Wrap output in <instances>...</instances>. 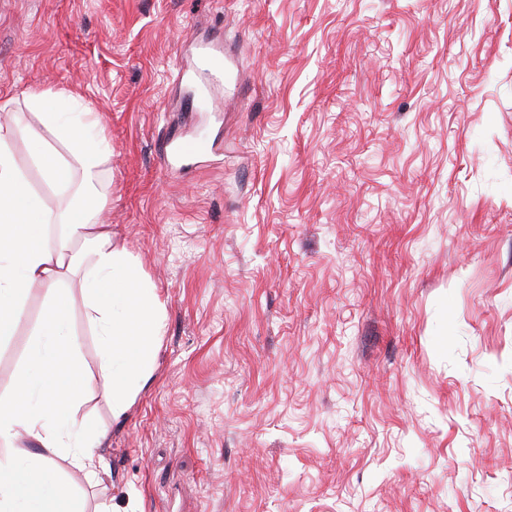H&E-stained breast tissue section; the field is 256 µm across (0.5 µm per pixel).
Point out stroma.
<instances>
[{
  "label": "stroma",
  "instance_id": "35a3bbf8",
  "mask_svg": "<svg viewBox=\"0 0 512 512\" xmlns=\"http://www.w3.org/2000/svg\"><path fill=\"white\" fill-rule=\"evenodd\" d=\"M224 44L225 116L179 106ZM65 89L107 145L101 223L165 306L113 422L65 282L101 483L138 512H512V0H0V103ZM216 140L173 178L157 144ZM44 290L0 342L14 393Z\"/></svg>",
  "mask_w": 512,
  "mask_h": 512
}]
</instances>
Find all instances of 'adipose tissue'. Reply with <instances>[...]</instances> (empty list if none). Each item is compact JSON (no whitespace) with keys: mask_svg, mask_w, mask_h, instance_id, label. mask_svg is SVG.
I'll list each match as a JSON object with an SVG mask.
<instances>
[{"mask_svg":"<svg viewBox=\"0 0 512 512\" xmlns=\"http://www.w3.org/2000/svg\"><path fill=\"white\" fill-rule=\"evenodd\" d=\"M78 94H31L42 128L32 131L33 164L52 187L71 190L54 211L31 187L10 144L18 122L0 123V340L13 336L33 289L46 291L27 360L15 382L23 412L0 411V512H85L58 477L55 459L71 455L88 481L107 463L98 448L105 430L81 414L78 344L60 285L81 274L88 317L110 380L113 420H122L150 380L165 326V307L139 259L95 220L94 193L103 142L89 113L72 111Z\"/></svg>","mask_w":512,"mask_h":512,"instance_id":"adipose-tissue-1","label":"adipose tissue"}]
</instances>
